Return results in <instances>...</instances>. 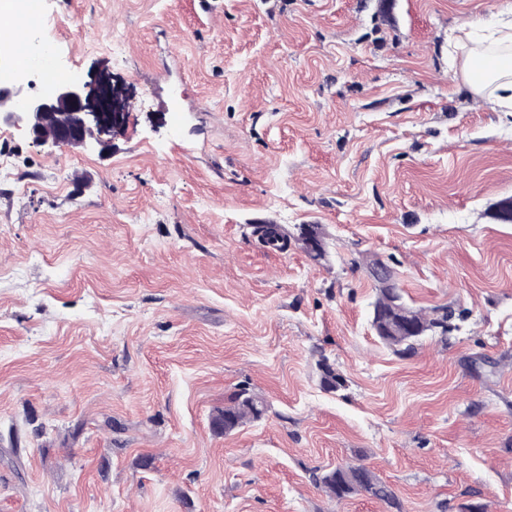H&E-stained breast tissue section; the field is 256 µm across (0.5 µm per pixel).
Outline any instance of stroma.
Listing matches in <instances>:
<instances>
[{
  "label": "stroma",
  "instance_id": "obj_1",
  "mask_svg": "<svg viewBox=\"0 0 512 512\" xmlns=\"http://www.w3.org/2000/svg\"><path fill=\"white\" fill-rule=\"evenodd\" d=\"M41 2L128 117L104 153L0 126V512H512V114L448 52L506 0ZM374 257L447 336H376ZM357 460L398 507L316 485ZM453 315L454 313L448 309V306L433 308L428 313L417 310L415 321L420 327L419 333L414 336H388L387 343L397 353L413 351L419 338L427 333H439L441 336L448 334V330L451 329L450 320ZM249 392L246 389H241L240 392L230 400L229 405L224 406L220 414L224 418L231 420L235 430L246 424L253 422L261 417L265 411L264 402L257 398H251L247 395Z\"/></svg>",
  "mask_w": 512,
  "mask_h": 512
}]
</instances>
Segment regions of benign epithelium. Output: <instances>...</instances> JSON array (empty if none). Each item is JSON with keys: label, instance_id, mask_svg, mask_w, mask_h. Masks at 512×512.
I'll return each instance as SVG.
<instances>
[{"label": "benign epithelium", "instance_id": "obj_1", "mask_svg": "<svg viewBox=\"0 0 512 512\" xmlns=\"http://www.w3.org/2000/svg\"><path fill=\"white\" fill-rule=\"evenodd\" d=\"M125 112L103 88L84 93L73 80H53L42 92L30 96L22 84L0 86V124L23 126L32 143L50 148L106 146L121 129ZM300 239L307 252L324 253L314 227L302 224Z\"/></svg>", "mask_w": 512, "mask_h": 512}]
</instances>
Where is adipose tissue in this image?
<instances>
[{
    "label": "adipose tissue",
    "instance_id": "1",
    "mask_svg": "<svg viewBox=\"0 0 512 512\" xmlns=\"http://www.w3.org/2000/svg\"><path fill=\"white\" fill-rule=\"evenodd\" d=\"M448 46L460 51L463 57L462 77L469 90L492 96L502 111L512 112V20L502 23L490 43L474 42L452 31L448 34ZM480 58L493 59V66L476 71L474 63Z\"/></svg>",
    "mask_w": 512,
    "mask_h": 512
}]
</instances>
